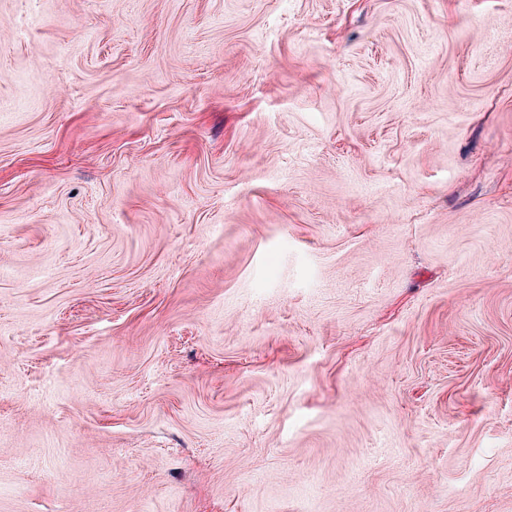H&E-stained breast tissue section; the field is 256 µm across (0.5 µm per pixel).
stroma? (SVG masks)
Segmentation results:
<instances>
[{
    "mask_svg": "<svg viewBox=\"0 0 512 512\" xmlns=\"http://www.w3.org/2000/svg\"><path fill=\"white\" fill-rule=\"evenodd\" d=\"M0 512H512V0H0Z\"/></svg>",
    "mask_w": 512,
    "mask_h": 512,
    "instance_id": "35a3bbf8",
    "label": "stroma"
}]
</instances>
